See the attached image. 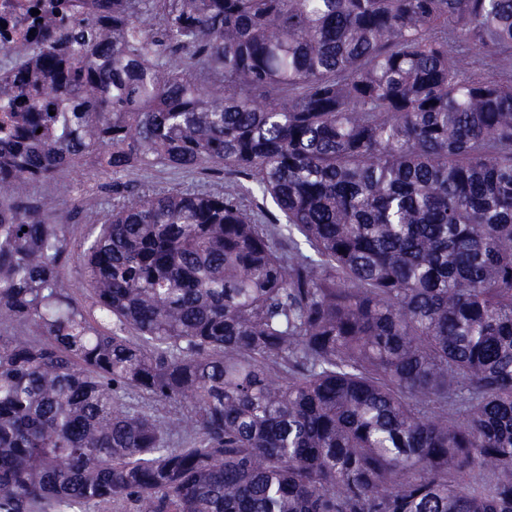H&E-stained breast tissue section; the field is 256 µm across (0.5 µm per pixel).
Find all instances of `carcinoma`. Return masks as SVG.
<instances>
[{"instance_id": "carcinoma-1", "label": "carcinoma", "mask_w": 512, "mask_h": 512, "mask_svg": "<svg viewBox=\"0 0 512 512\" xmlns=\"http://www.w3.org/2000/svg\"><path fill=\"white\" fill-rule=\"evenodd\" d=\"M70 8L22 56L56 114L0 74V512H512V80L467 70L512 0ZM90 159L86 307L25 191ZM157 165L288 246L239 183L124 181ZM126 179L134 191L139 193L163 188L215 193L223 190L224 186L233 179V176L224 175V179L221 180L197 171L183 172L162 167H149L134 170ZM244 184L250 187L251 191H243L239 201L248 213L255 215L260 224H266L269 228L285 224L281 213L269 198L266 201L263 200L261 194L254 189L253 184L246 181ZM130 400L134 403H138L139 406H143L149 412H152L158 417H166L175 411H183L185 409V404L183 403H175L163 400H155L147 395H142L138 393H132L129 395Z\"/></svg>"}]
</instances>
